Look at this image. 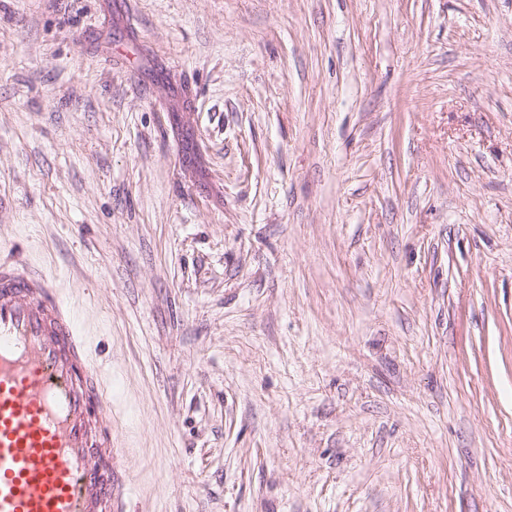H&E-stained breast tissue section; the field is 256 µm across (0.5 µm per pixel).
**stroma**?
<instances>
[{"mask_svg": "<svg viewBox=\"0 0 512 512\" xmlns=\"http://www.w3.org/2000/svg\"><path fill=\"white\" fill-rule=\"evenodd\" d=\"M19 251L131 512H512V0H0Z\"/></svg>", "mask_w": 512, "mask_h": 512, "instance_id": "35a3bbf8", "label": "stroma"}]
</instances>
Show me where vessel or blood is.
I'll return each mask as SVG.
<instances>
[{
	"instance_id": "1",
	"label": "vessel or blood",
	"mask_w": 512,
	"mask_h": 512,
	"mask_svg": "<svg viewBox=\"0 0 512 512\" xmlns=\"http://www.w3.org/2000/svg\"><path fill=\"white\" fill-rule=\"evenodd\" d=\"M55 279L0 262V512H128L104 370Z\"/></svg>"
}]
</instances>
